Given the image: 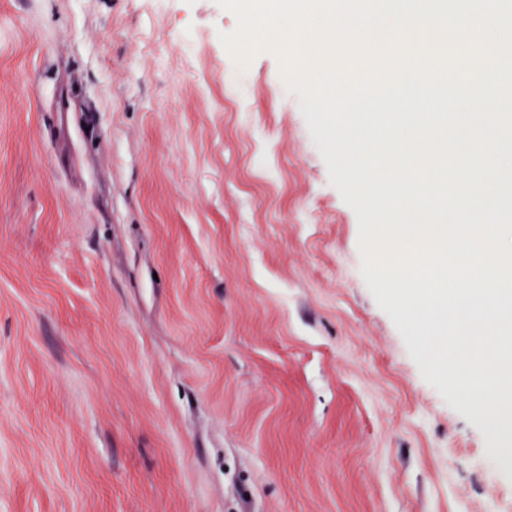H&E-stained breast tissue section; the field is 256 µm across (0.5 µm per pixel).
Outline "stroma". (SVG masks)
I'll use <instances>...</instances> for the list:
<instances>
[{"mask_svg": "<svg viewBox=\"0 0 512 512\" xmlns=\"http://www.w3.org/2000/svg\"><path fill=\"white\" fill-rule=\"evenodd\" d=\"M236 25L0 0V512H512Z\"/></svg>", "mask_w": 512, "mask_h": 512, "instance_id": "stroma-1", "label": "stroma"}]
</instances>
